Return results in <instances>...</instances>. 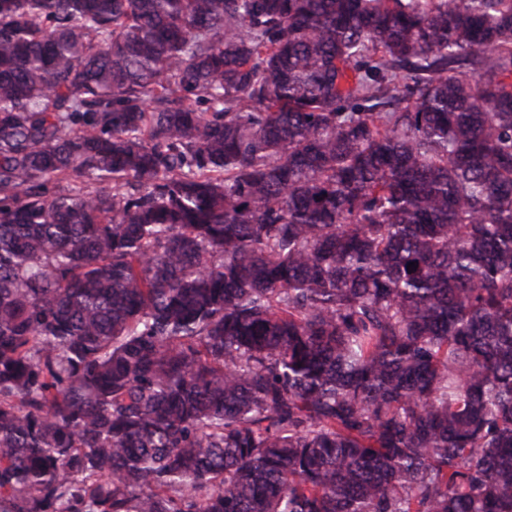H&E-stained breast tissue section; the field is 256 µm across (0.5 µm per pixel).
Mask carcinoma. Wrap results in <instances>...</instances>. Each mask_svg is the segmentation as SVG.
Wrapping results in <instances>:
<instances>
[{"mask_svg":"<svg viewBox=\"0 0 512 512\" xmlns=\"http://www.w3.org/2000/svg\"><path fill=\"white\" fill-rule=\"evenodd\" d=\"M0 512H512V0H0Z\"/></svg>","mask_w":512,"mask_h":512,"instance_id":"carcinoma-1","label":"carcinoma"}]
</instances>
